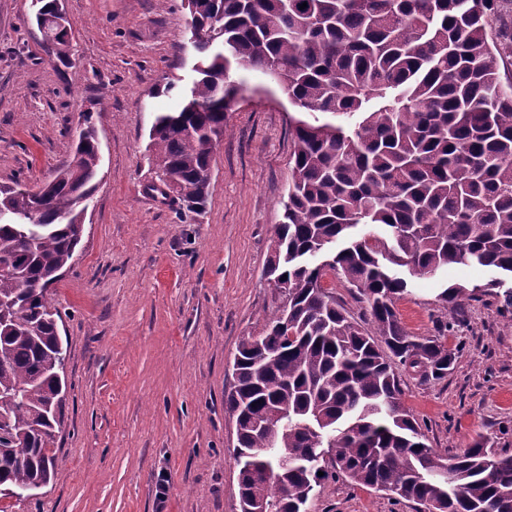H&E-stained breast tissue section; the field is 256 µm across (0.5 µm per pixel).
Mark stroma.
<instances>
[{"label": "stroma", "instance_id": "obj_1", "mask_svg": "<svg viewBox=\"0 0 512 512\" xmlns=\"http://www.w3.org/2000/svg\"><path fill=\"white\" fill-rule=\"evenodd\" d=\"M70 66L46 54L32 0H0V185L49 180L73 157L84 119L101 148L75 261L48 298L68 343L67 396L51 482L0 512H239L235 420L224 407L240 340L284 304L265 275L291 179L297 117L284 88L237 70L203 214L158 193L148 150L156 113L194 77L178 47L182 0H64ZM174 83L175 91L159 88ZM492 271L455 265L410 278L395 307L414 336L450 324L458 349L440 381L402 364L403 401L429 447L450 456L476 435L512 454V318L479 294L453 311L438 296ZM414 503L329 479L307 512H415Z\"/></svg>", "mask_w": 512, "mask_h": 512}]
</instances>
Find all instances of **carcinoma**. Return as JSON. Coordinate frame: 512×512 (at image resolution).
<instances>
[{
  "mask_svg": "<svg viewBox=\"0 0 512 512\" xmlns=\"http://www.w3.org/2000/svg\"><path fill=\"white\" fill-rule=\"evenodd\" d=\"M192 2L196 78L149 130L162 193L187 211L206 209L204 173L224 133L233 70L270 74L313 117L294 128L291 183L266 270L288 283L286 303L265 335L241 340L224 394L236 419L240 512H306L337 474L420 512H512V455L484 435L449 457L428 447L391 364L442 380L455 361L441 339L402 326L394 300L409 275L489 267L500 277L484 288L512 313V82L499 75L512 45L488 42L497 0ZM214 21L221 46L208 38ZM45 51L68 64L71 38ZM74 153L38 198L0 187L9 210L0 263L19 271L0 274V398L9 400L0 487L17 498L49 483L57 466L67 347L47 290L73 264L96 189L101 156L88 115ZM32 211L39 234L26 243ZM315 253L365 297L371 327L325 294L322 271L308 263ZM474 295L452 284L439 300L455 310ZM289 449L296 455L284 465Z\"/></svg>",
  "mask_w": 512,
  "mask_h": 512,
  "instance_id": "carcinoma-1",
  "label": "carcinoma"
}]
</instances>
